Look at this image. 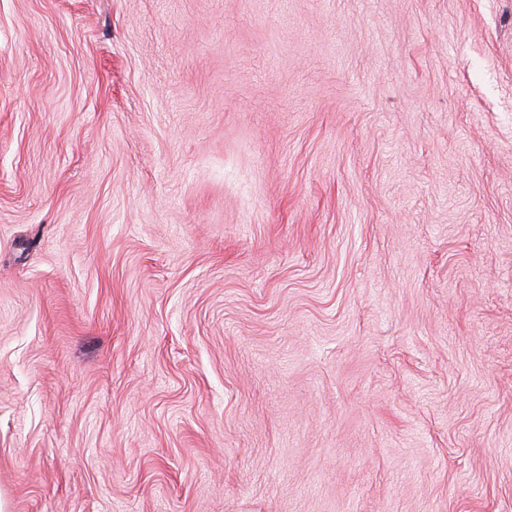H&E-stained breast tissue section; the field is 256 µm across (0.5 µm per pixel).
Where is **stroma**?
Returning a JSON list of instances; mask_svg holds the SVG:
<instances>
[{"label": "stroma", "mask_w": 512, "mask_h": 512, "mask_svg": "<svg viewBox=\"0 0 512 512\" xmlns=\"http://www.w3.org/2000/svg\"><path fill=\"white\" fill-rule=\"evenodd\" d=\"M0 512H512V0H0Z\"/></svg>", "instance_id": "stroma-1"}]
</instances>
